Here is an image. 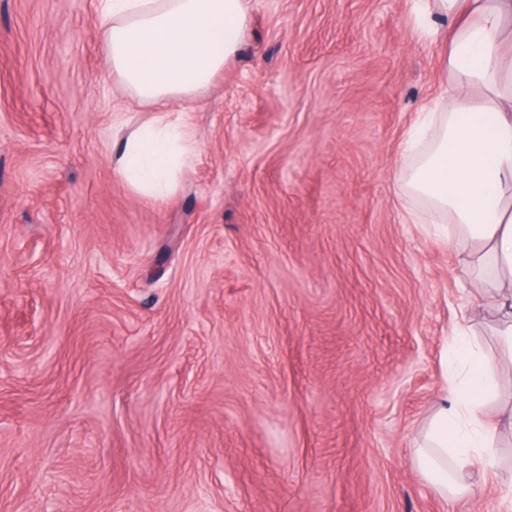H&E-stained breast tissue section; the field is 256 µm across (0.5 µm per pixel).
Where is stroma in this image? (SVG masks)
<instances>
[{
    "label": "stroma",
    "instance_id": "1",
    "mask_svg": "<svg viewBox=\"0 0 512 512\" xmlns=\"http://www.w3.org/2000/svg\"><path fill=\"white\" fill-rule=\"evenodd\" d=\"M97 8L0 0V512H506L411 461L456 330L512 384L470 243L397 178L444 77L413 0H249L167 202L113 171L151 112Z\"/></svg>",
    "mask_w": 512,
    "mask_h": 512
}]
</instances>
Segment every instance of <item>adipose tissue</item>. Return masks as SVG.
<instances>
[{
	"label": "adipose tissue",
	"instance_id": "adipose-tissue-1",
	"mask_svg": "<svg viewBox=\"0 0 512 512\" xmlns=\"http://www.w3.org/2000/svg\"><path fill=\"white\" fill-rule=\"evenodd\" d=\"M248 0H99V21L112 76L151 103L163 121L148 122L112 147L115 171L152 200H169L192 149L175 102L208 86L242 48ZM417 32L439 35L438 16L452 25L443 66L450 81L431 108L428 136L412 175L432 202L421 223L448 219L451 232L476 244L466 264L493 285L500 343L512 351V0H416ZM449 396L431 420L415 464L447 495L479 494L449 486V470L493 464L491 448L511 414H491L498 365L479 344L457 336L444 351Z\"/></svg>",
	"mask_w": 512,
	"mask_h": 512
}]
</instances>
